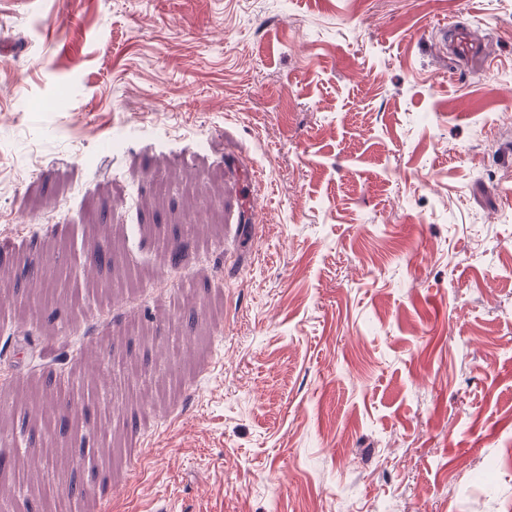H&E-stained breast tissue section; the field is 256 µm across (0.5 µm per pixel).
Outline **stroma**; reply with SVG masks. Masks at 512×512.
<instances>
[{
  "label": "stroma",
  "instance_id": "stroma-1",
  "mask_svg": "<svg viewBox=\"0 0 512 512\" xmlns=\"http://www.w3.org/2000/svg\"><path fill=\"white\" fill-rule=\"evenodd\" d=\"M511 149L512 0H0V443L62 380L72 512H512ZM448 49L452 54L461 59L482 58L488 68L491 65V55L486 51L485 46L476 41L469 29L455 28L450 38Z\"/></svg>",
  "mask_w": 512,
  "mask_h": 512
}]
</instances>
